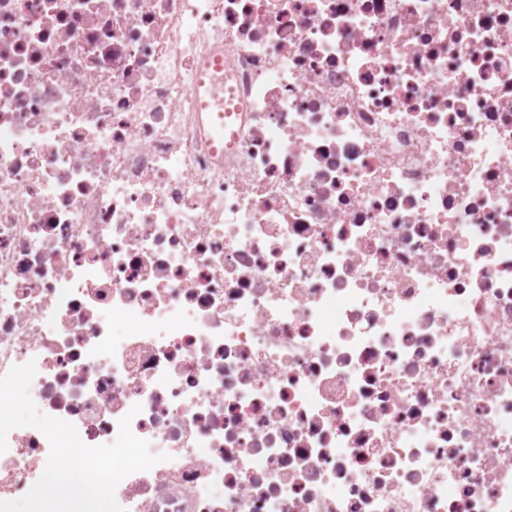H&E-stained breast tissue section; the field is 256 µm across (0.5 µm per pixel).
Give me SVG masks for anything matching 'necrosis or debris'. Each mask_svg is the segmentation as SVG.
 <instances>
[{
  "mask_svg": "<svg viewBox=\"0 0 512 512\" xmlns=\"http://www.w3.org/2000/svg\"><path fill=\"white\" fill-rule=\"evenodd\" d=\"M31 360L84 444L163 454L126 512H512V0H0ZM49 453L12 430L0 501Z\"/></svg>",
  "mask_w": 512,
  "mask_h": 512,
  "instance_id": "4bbe7bcc",
  "label": "necrosis or debris"
}]
</instances>
